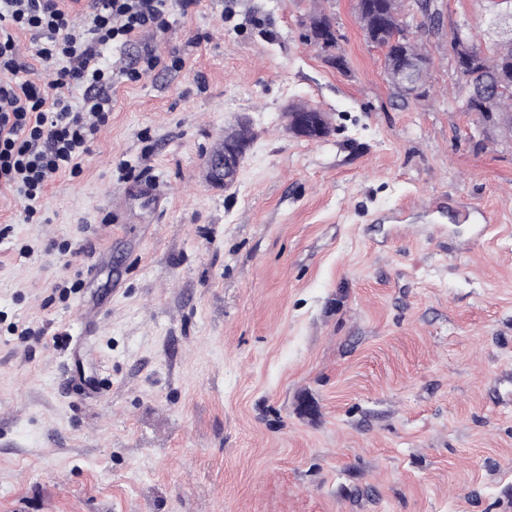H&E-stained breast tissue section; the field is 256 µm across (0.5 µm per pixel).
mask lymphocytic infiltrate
<instances>
[{
	"instance_id": "f902f5d3",
	"label": "lymphocytic infiltrate",
	"mask_w": 512,
	"mask_h": 512,
	"mask_svg": "<svg viewBox=\"0 0 512 512\" xmlns=\"http://www.w3.org/2000/svg\"><path fill=\"white\" fill-rule=\"evenodd\" d=\"M195 0H92L83 31L69 26L65 0H0V188L37 200L63 174L78 173L112 114L104 49L168 30ZM39 63L59 64L54 88L22 78L19 34ZM83 88L80 104L70 90Z\"/></svg>"
}]
</instances>
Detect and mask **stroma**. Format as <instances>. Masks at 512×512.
<instances>
[{
	"label": "stroma",
	"mask_w": 512,
	"mask_h": 512,
	"mask_svg": "<svg viewBox=\"0 0 512 512\" xmlns=\"http://www.w3.org/2000/svg\"><path fill=\"white\" fill-rule=\"evenodd\" d=\"M354 5L198 0L105 51L80 173L0 191V512H512V136L458 109L448 53L462 20L491 51L495 6L437 0L406 103ZM150 49L183 68L132 78ZM334 28V24L330 17L324 13H317L310 17L308 26L307 38L313 42L323 53L324 45L328 46L327 53H325V61L331 64L334 68L340 71H346L348 69V62L343 55L336 53V40L329 42L331 36V29ZM301 112H289L288 109L285 113L288 123L294 124L296 133L300 137H304L311 141H318L326 136V132L321 127L317 120L316 113L319 112L315 109L314 112H305V106L300 105ZM253 131L249 123L242 122L232 136H224V145L206 159V167L214 185L235 180L240 166L253 144Z\"/></svg>",
	"instance_id": "1"
}]
</instances>
